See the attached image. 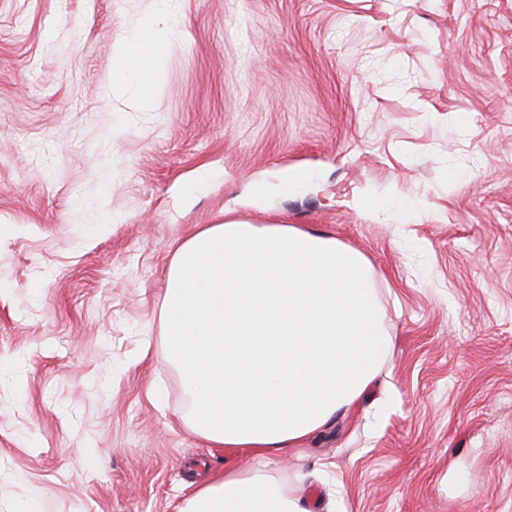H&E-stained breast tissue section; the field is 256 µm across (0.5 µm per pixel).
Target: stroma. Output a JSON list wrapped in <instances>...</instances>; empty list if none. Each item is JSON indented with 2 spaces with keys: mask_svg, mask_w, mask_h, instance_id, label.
<instances>
[{
  "mask_svg": "<svg viewBox=\"0 0 512 512\" xmlns=\"http://www.w3.org/2000/svg\"><path fill=\"white\" fill-rule=\"evenodd\" d=\"M150 4L0 0V512H178L230 465L310 512H512V0H174L144 102L112 64ZM229 206L372 261L391 408L263 461L196 435L166 275Z\"/></svg>",
  "mask_w": 512,
  "mask_h": 512,
  "instance_id": "stroma-1",
  "label": "stroma"
}]
</instances>
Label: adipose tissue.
Listing matches in <instances>:
<instances>
[{
    "instance_id": "1",
    "label": "adipose tissue",
    "mask_w": 512,
    "mask_h": 512,
    "mask_svg": "<svg viewBox=\"0 0 512 512\" xmlns=\"http://www.w3.org/2000/svg\"><path fill=\"white\" fill-rule=\"evenodd\" d=\"M171 0L125 36L113 77L157 90L175 32ZM163 336L199 437L263 459L301 447L377 380L389 339L375 270L360 251L300 224L225 218L194 227L167 272ZM180 512H306L265 470L200 485Z\"/></svg>"
}]
</instances>
